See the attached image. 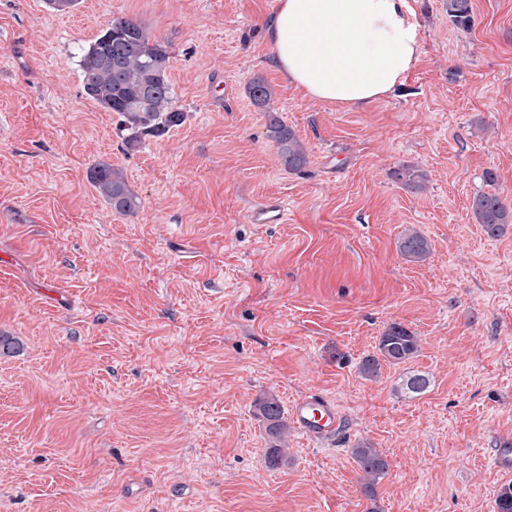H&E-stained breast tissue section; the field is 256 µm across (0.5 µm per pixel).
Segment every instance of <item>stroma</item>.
<instances>
[{
  "label": "stroma",
  "instance_id": "stroma-1",
  "mask_svg": "<svg viewBox=\"0 0 512 512\" xmlns=\"http://www.w3.org/2000/svg\"><path fill=\"white\" fill-rule=\"evenodd\" d=\"M408 5L419 63L348 108L277 70L275 0H80L65 17L0 0V336L16 343L0 353V512H494L512 483L492 464L512 434V224L488 236L471 203L512 208V0H471L466 28L445 0ZM122 17L167 43L185 114L133 149L79 70ZM257 77L301 171L248 96ZM98 163L135 212L100 196ZM402 164L423 190L391 178ZM266 197L287 223H248ZM411 229L424 261L398 250ZM394 323L417 356L364 378ZM308 393L335 401V441L268 435L258 401ZM363 443L388 463L370 496ZM268 116V136L275 142L280 158L288 170H300L308 160L302 141L294 130L281 122L273 112H270ZM90 179L100 194L118 213H131L139 207V199L127 187L121 174L112 165L99 163L90 171ZM398 249L402 257L408 261L421 262L430 254L431 245L421 234L409 232L400 239Z\"/></svg>",
  "mask_w": 512,
  "mask_h": 512
}]
</instances>
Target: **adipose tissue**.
<instances>
[{"instance_id":"obj_1","label":"adipose tissue","mask_w":512,"mask_h":512,"mask_svg":"<svg viewBox=\"0 0 512 512\" xmlns=\"http://www.w3.org/2000/svg\"><path fill=\"white\" fill-rule=\"evenodd\" d=\"M267 34L291 85L342 106L386 98L421 56L407 0H276Z\"/></svg>"}]
</instances>
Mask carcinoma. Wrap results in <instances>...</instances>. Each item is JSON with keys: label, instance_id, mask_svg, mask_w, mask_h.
<instances>
[{"label": "carcinoma", "instance_id": "carcinoma-1", "mask_svg": "<svg viewBox=\"0 0 512 512\" xmlns=\"http://www.w3.org/2000/svg\"><path fill=\"white\" fill-rule=\"evenodd\" d=\"M448 18L457 27L471 23V0H445ZM169 54L164 43L153 37L139 22L122 17L109 23L88 47L82 49L79 60L81 82L85 96L107 112L119 116L124 141L136 147L147 136L161 139L174 127L180 126L185 114L173 104L168 78ZM254 104L269 106L273 96L270 85L261 78L248 86ZM269 137L275 142L280 158L290 171L307 164V153L293 129L269 113ZM391 178L410 188H419L425 180L423 171L402 165L391 172ZM90 179L100 194L118 213H131L139 207V199L127 187L121 174L112 165L99 163L90 171ZM472 213L490 236L501 233L504 225L512 224V210L492 193H481L473 198ZM403 258L410 262L425 260L431 251L427 238L417 232L403 235L398 243ZM418 337L408 328L393 323L386 328L378 343V355L367 357L361 373L367 379L380 375L381 362L400 365L414 358L418 352ZM429 385L428 378L416 373L407 377L408 392L419 395ZM266 430L279 436L285 429L284 414L273 398L257 403ZM365 490L373 491L377 481L387 472L388 464L382 453L368 444L352 449Z\"/></svg>", "mask_w": 512, "mask_h": 512}]
</instances>
